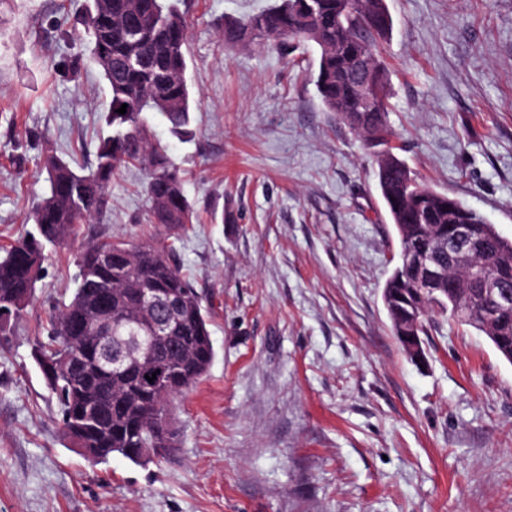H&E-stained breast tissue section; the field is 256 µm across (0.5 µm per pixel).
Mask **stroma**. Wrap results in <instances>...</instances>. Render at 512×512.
I'll use <instances>...</instances> for the list:
<instances>
[{
	"mask_svg": "<svg viewBox=\"0 0 512 512\" xmlns=\"http://www.w3.org/2000/svg\"><path fill=\"white\" fill-rule=\"evenodd\" d=\"M87 0H0V251L31 228L47 149L85 167L105 129ZM272 0H180L189 139L151 138L197 220L145 221V173L112 179L100 223L49 249L0 333V512H512V363L436 316L423 362L382 300L399 243L377 185L388 150L512 242V0H385L384 147L328 112L308 42L228 47L225 21ZM173 243L205 297L215 358L174 403L161 462L93 465L62 434L37 363L91 242Z\"/></svg>",
	"mask_w": 512,
	"mask_h": 512,
	"instance_id": "obj_1",
	"label": "stroma"
}]
</instances>
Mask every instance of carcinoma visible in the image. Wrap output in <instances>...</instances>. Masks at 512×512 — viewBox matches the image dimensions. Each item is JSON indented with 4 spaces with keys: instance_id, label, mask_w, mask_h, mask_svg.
Listing matches in <instances>:
<instances>
[{
    "instance_id": "carcinoma-1",
    "label": "carcinoma",
    "mask_w": 512,
    "mask_h": 512,
    "mask_svg": "<svg viewBox=\"0 0 512 512\" xmlns=\"http://www.w3.org/2000/svg\"><path fill=\"white\" fill-rule=\"evenodd\" d=\"M90 9L89 48L109 90L105 121L111 133L97 146L94 163L78 172L54 151L46 154L49 187L33 209L34 230L17 239L0 259V330L28 306L47 248L64 244L76 225L91 224L103 214L112 176L121 167H143L150 223L176 227L194 220L179 172L166 150L147 135L151 113L161 115L173 132H188L186 19L166 0H91ZM391 29L385 0H278L245 21L224 22L222 36L231 47L261 40L315 44V87L322 104L366 139L383 141L388 135V76L378 60V47ZM362 54L373 64L376 106L371 112L360 111L358 86L348 78ZM123 104L126 113H117ZM377 178L400 241L399 262L382 297L393 335L401 343L400 321L411 311L405 298H413L408 254L433 248L434 224H482L485 218L458 199L420 184L390 154L378 161ZM505 254L512 255V243L497 235L482 240L477 259L494 272ZM76 266L78 287L54 317L40 356L43 376L58 399L63 434L87 449L84 458L90 463L118 454L134 464H148L152 456L142 449L161 448L167 455L176 447L170 428L172 403L207 374L215 356L203 296L177 268L171 244L90 243L77 255ZM448 275L451 282L421 301L418 336L427 335L428 317L439 315L475 328L512 362V308L498 311L465 297V289L453 285L466 278L465 268L451 266ZM142 288L166 298L157 310L170 328L165 345L156 344L135 323ZM109 300L112 313L128 319L117 335L136 336L174 363L178 377L168 393L144 390L135 367L118 381L98 366L97 333L91 329L90 314Z\"/></svg>"
}]
</instances>
